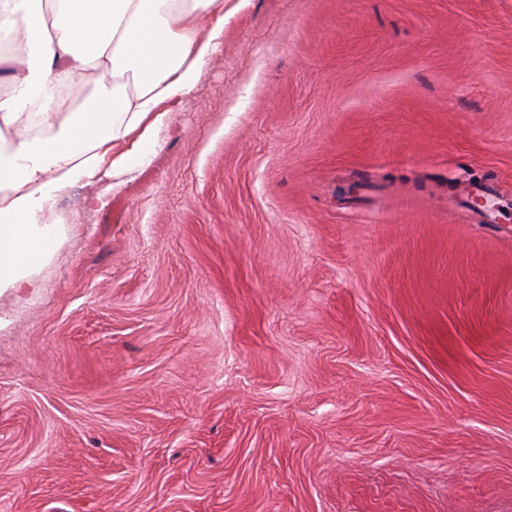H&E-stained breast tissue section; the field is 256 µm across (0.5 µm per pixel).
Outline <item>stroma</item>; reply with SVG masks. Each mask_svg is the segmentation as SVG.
I'll list each match as a JSON object with an SVG mask.
<instances>
[{
  "label": "stroma",
  "instance_id": "1",
  "mask_svg": "<svg viewBox=\"0 0 512 512\" xmlns=\"http://www.w3.org/2000/svg\"><path fill=\"white\" fill-rule=\"evenodd\" d=\"M111 182L0 289V512H512V0H224Z\"/></svg>",
  "mask_w": 512,
  "mask_h": 512
}]
</instances>
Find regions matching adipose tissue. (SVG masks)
<instances>
[{
	"mask_svg": "<svg viewBox=\"0 0 512 512\" xmlns=\"http://www.w3.org/2000/svg\"><path fill=\"white\" fill-rule=\"evenodd\" d=\"M0 288H35L58 198L105 206L224 39V0H0Z\"/></svg>",
	"mask_w": 512,
	"mask_h": 512,
	"instance_id": "1",
	"label": "adipose tissue"
}]
</instances>
